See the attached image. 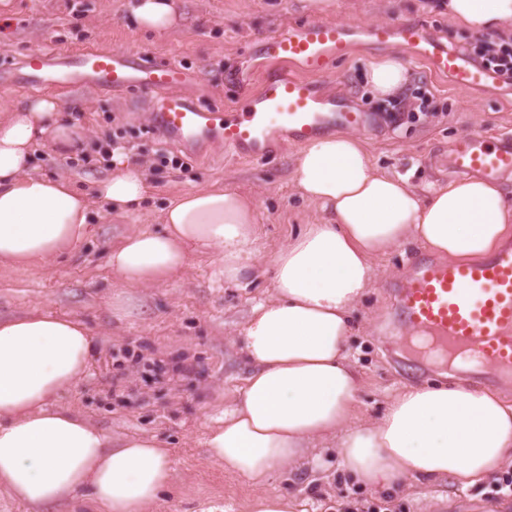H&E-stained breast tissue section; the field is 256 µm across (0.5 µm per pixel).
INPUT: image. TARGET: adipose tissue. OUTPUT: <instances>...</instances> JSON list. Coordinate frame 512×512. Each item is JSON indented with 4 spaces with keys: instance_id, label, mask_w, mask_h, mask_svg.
<instances>
[{
    "instance_id": "adipose-tissue-1",
    "label": "adipose tissue",
    "mask_w": 512,
    "mask_h": 512,
    "mask_svg": "<svg viewBox=\"0 0 512 512\" xmlns=\"http://www.w3.org/2000/svg\"><path fill=\"white\" fill-rule=\"evenodd\" d=\"M129 9L149 31L176 22L174 0H132ZM448 18L500 32L512 25V0H448ZM406 81L395 57L375 61L366 75L381 98ZM81 138L74 118L48 95L0 115V262L42 264L74 254L95 234L93 205L124 212L147 196L142 169L118 151L91 196L64 177L32 173L36 148L49 142L71 152ZM294 183L326 218L304 225L271 260L274 296L253 308L243 330L255 370L206 436L211 459L263 481L335 434L341 467L368 486L446 475L472 486L492 475L512 457V405L488 391L407 386L378 420L353 422L359 379L348 361L347 319L374 279L373 257L411 242L451 260L490 255L512 228V202L497 183L477 177L420 192L409 176L375 170L358 137L345 132L308 143ZM162 222L163 231L128 234L111 249L108 264L125 287L164 283L198 251H216L225 282L239 283L251 270L257 237L249 197L186 191ZM94 347V336L71 317L0 320V492L31 512L82 495L103 512H146L171 483L163 440L115 442L50 407L53 396L80 384Z\"/></svg>"
}]
</instances>
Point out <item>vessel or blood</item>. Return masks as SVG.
<instances>
[{
    "label": "vessel or blood",
    "mask_w": 512,
    "mask_h": 512,
    "mask_svg": "<svg viewBox=\"0 0 512 512\" xmlns=\"http://www.w3.org/2000/svg\"><path fill=\"white\" fill-rule=\"evenodd\" d=\"M397 45L413 52L434 73L463 89L490 86L491 70L443 45L418 22L303 23L256 38L265 63L257 89H242L235 106H203L181 95L193 76L180 64L146 63L138 54L104 49L40 51L18 73L1 77L39 89L97 88L149 97L154 130L186 149L219 145L255 161L274 144L302 146L336 128L366 129L365 113L327 92L334 65L355 44ZM296 75H288V67ZM452 173L496 179L512 173V132L479 133L448 150ZM392 312L405 330L425 337V360L452 357L472 372L489 367L512 377V240L489 257L458 264L426 256L414 259L392 290Z\"/></svg>",
    "instance_id": "obj_1"
}]
</instances>
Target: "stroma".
Wrapping results in <instances>:
<instances>
[{
	"mask_svg": "<svg viewBox=\"0 0 512 512\" xmlns=\"http://www.w3.org/2000/svg\"><path fill=\"white\" fill-rule=\"evenodd\" d=\"M176 27L155 33L134 21L127 0H7L0 16V73L21 67L39 50L97 46L138 53L148 62L177 61L198 78L182 92L203 105L233 106L240 89L227 72L250 78L260 67L249 53L255 38L310 20L355 24L418 21L448 47H473L476 32L448 19L445 0H176ZM404 60L408 97L425 96L424 111L400 127L385 122L388 106L372 98L365 76L374 61ZM332 91L366 112L369 130L358 137L380 172L411 174L415 186L450 179L448 149L458 139L485 130L512 129V86L460 89L431 73L394 46L359 45L335 64ZM87 145L120 142L132 163L142 165L150 192L139 208L97 216L98 234L74 256L48 266L0 265V318L51 311L81 321L98 338L89 369L73 391L53 399L106 431L112 438L157 436L173 460L170 488L150 512H252L254 500L279 493L295 512H512V498L489 505V481L463 487L454 477L431 482L411 478L371 487L357 483L337 464L336 440L258 484L212 460L204 439L210 425L231 410L253 370L242 344L252 309L273 294L266 270L302 225L324 214L293 183L301 152L288 146L259 161L216 150L197 157L172 145L147 121V99L127 92L77 89L61 95ZM45 173L65 177L85 193L108 176L111 165L82 156L44 152ZM227 187L255 202L257 253L254 273L240 285L225 283L217 255L194 254L172 282L122 287L106 263L108 250L125 235L160 230V216L181 192ZM424 249L413 244L375 257L376 276L350 314L349 359L360 377L354 419L379 418L389 398L409 385L459 381L457 372L399 355L384 321L390 291Z\"/></svg>",
	"mask_w": 512,
	"mask_h": 512,
	"instance_id": "stroma-1",
	"label": "stroma"
}]
</instances>
